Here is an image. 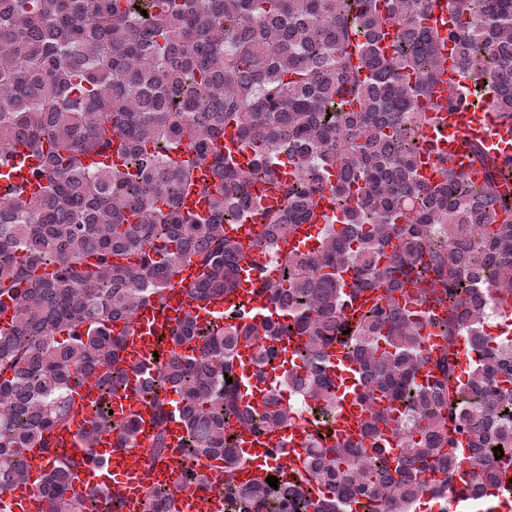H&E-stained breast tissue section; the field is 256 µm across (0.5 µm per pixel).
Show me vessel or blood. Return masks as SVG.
<instances>
[{"label": "vessel or blood", "mask_w": 512, "mask_h": 512, "mask_svg": "<svg viewBox=\"0 0 512 512\" xmlns=\"http://www.w3.org/2000/svg\"><path fill=\"white\" fill-rule=\"evenodd\" d=\"M444 58V84H457L459 71L456 47L451 42L441 46ZM480 137L498 155L512 154V126L505 124L497 113L484 112L476 116L473 107L463 103L455 115L439 113L438 122L426 131L423 155L419 174L422 181L433 183L439 180L442 153L447 152L449 143H462L464 139ZM38 158L25 144H16L6 161L0 163V175H8L10 183L17 186L23 197H31L40 192L41 186L32 176L38 165ZM214 183L207 169L196 173V181L183 197V209L191 214L207 217L209 214V197L207 188ZM258 261L256 254H249L242 263L240 286L235 300L243 304L245 311L264 307L265 302L253 294L251 282L256 273ZM200 276L199 268L192 263L185 264L179 275L171 282L165 292L162 304H149L141 307L131 324L115 322V330H127L121 358L126 365L132 366L126 386L113 395L111 409L114 418L135 415L140 420L139 431L133 447L121 446L112 433L101 434L94 445L95 462L73 473L70 483L75 491L84 492L94 487L109 483H118L125 491L123 512H142V489L145 481L167 486L174 498V512H223L224 509V475L217 468L215 461H208L212 483L209 490H200L185 486L184 468L179 448L184 436V429L179 422L169 424V442L172 446L168 457L159 460L154 469H147L146 457L152 445L153 425L150 403L151 396L146 391L144 369L153 367L154 353L159 350L163 334L177 327L181 318L188 311H195L200 321L208 322L223 313L225 304L215 301L208 305L192 309L187 304L184 286L196 281ZM237 373L240 377L242 391L246 401L254 407H261L267 397L269 381L257 380L254 372L255 351L250 347L238 350ZM332 376L336 381L337 391L343 392L340 400L339 423L332 434L333 444L346 441L362 442L360 422L366 416V407L361 404L351 389L357 384L356 363L344 358L342 353L332 352ZM74 400L80 408L76 410L59 442L63 448L75 454H82L83 449L78 440L79 434L87 427L94 414L98 399L95 387L85 384L77 387ZM311 430L308 426L295 425L288 429L266 432L255 436L243 433L240 448L245 458L262 455V465L244 468L234 474L237 484H244L258 476L267 474L269 467H282L286 476L302 479L307 475L304 449L308 443ZM27 483L14 492L13 512H49V506L35 491V484L47 468V459L39 451L26 453Z\"/></svg>", "instance_id": "vessel-or-blood-1"}]
</instances>
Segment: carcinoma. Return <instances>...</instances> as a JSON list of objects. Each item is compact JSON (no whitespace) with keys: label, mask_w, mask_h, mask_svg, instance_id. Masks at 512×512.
Returning <instances> with one entry per match:
<instances>
[{"label":"carcinoma","mask_w":512,"mask_h":512,"mask_svg":"<svg viewBox=\"0 0 512 512\" xmlns=\"http://www.w3.org/2000/svg\"><path fill=\"white\" fill-rule=\"evenodd\" d=\"M446 2L452 25L425 23ZM0 156L18 142L41 164L39 195L6 187L0 197V297L13 301L0 326V498L27 481L24 451L48 455L38 492L50 512H107L124 491L112 484L85 493L69 481L90 462L57 449L74 388L96 377L99 405L79 435L85 448L101 431L125 445L133 417L113 420L112 395L124 385L125 335L116 320L162 301L186 263L201 270L184 286L190 305L229 298L246 249L225 226L250 205L262 214L249 249H272L302 224L324 220L319 250L285 257L279 278L259 269L253 288L272 310L261 327L230 307L219 324L189 314L172 331L169 358L155 366L151 458L162 457L169 422H183L187 484L209 485L201 459H221L231 476L245 463L237 431L262 433L295 423L271 393L259 413L244 403L238 348L257 347L255 363L278 352L264 340L304 339L301 364L278 381L299 386L326 416L336 414L329 350L345 349L360 367L368 410L365 436L391 431L399 448L390 466L382 449L344 443L305 448L311 480L332 496L260 478L224 488L227 512H411L415 491L445 506L457 496L452 458L477 477L506 482L512 471V345L483 348L487 310L512 307V193L508 160L480 139L467 140L476 185L442 160L441 182L418 181L423 130L431 113L454 111L461 92L439 99L441 44H456L473 94L512 121V0H0ZM147 11L142 15L141 11ZM395 25L393 45L381 44ZM231 127L250 149L247 167L218 142ZM120 165L109 163L112 154ZM293 178L277 181L284 164ZM217 177L210 214L183 212L195 171ZM275 182L279 202L251 199L258 181ZM339 217L317 212L325 194ZM52 267L50 277L37 275ZM353 271L351 281L342 277ZM422 285L415 304L446 305L440 318L400 302ZM433 326L447 344L424 349ZM350 333L343 334V331ZM65 334L58 340L55 334ZM481 349L467 382L455 375L456 341ZM195 343L192 353L179 347ZM232 381H226V378ZM174 392L178 401L167 399ZM495 417L492 433L472 424ZM504 456L495 459L494 444ZM173 495L144 488V512H171Z\"/></svg>","instance_id":"1"}]
</instances>
